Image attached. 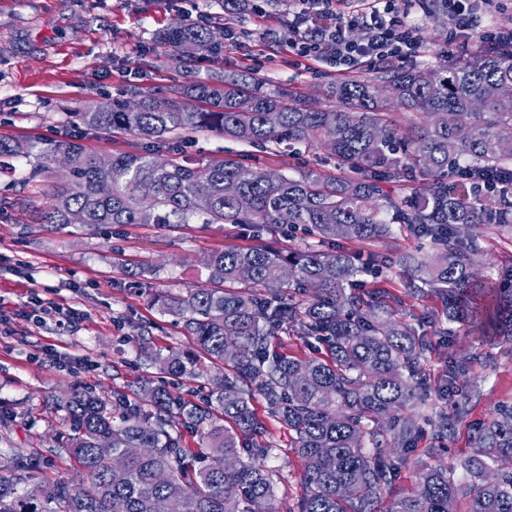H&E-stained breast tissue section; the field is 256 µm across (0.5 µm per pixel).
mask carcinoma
<instances>
[{
    "label": "carcinoma",
    "instance_id": "cac0c4a2",
    "mask_svg": "<svg viewBox=\"0 0 512 512\" xmlns=\"http://www.w3.org/2000/svg\"><path fill=\"white\" fill-rule=\"evenodd\" d=\"M215 37L212 26L181 22L159 34L187 60ZM494 85L512 87V50L503 46L429 70L387 64L337 85L331 109L239 74L164 91L136 87L126 99L74 113L88 130L132 133L177 153L166 160L155 147L101 158L70 139H0V158H36L34 179L60 157L69 162V178L50 187L41 213L50 227L72 226L80 214L84 230L200 220L253 233L286 226L321 242L397 232L420 241L415 252L365 259L310 245L227 247L205 256L207 284L154 298L193 337L198 358L146 346L141 355L173 375L193 376L206 360L217 368L206 397L185 401L149 379L132 395L71 389L61 401L70 434L52 452L74 460L82 481L20 493L16 480L0 475V512H158L161 503L167 512H280L257 394L304 464L298 512H459L454 469L410 457L418 421L394 426L391 443L376 439L383 420L425 400L416 368L427 344L423 322L398 317L383 290L362 292L361 277L398 265L409 270V293L439 298L448 322L478 323L485 336L499 326L512 332V289L473 272L485 249L480 228L512 232V94L486 96ZM391 110L410 113L412 123L397 126ZM202 130L253 145L322 143L342 174L309 168L291 177L236 160L183 159L187 138ZM417 167L429 182L398 194L404 171ZM456 167L464 172L448 176ZM292 327L325 355L278 350L274 340ZM176 419L206 429L203 447L183 445ZM40 457L35 448L0 449V472H26ZM408 465L414 490L392 493ZM459 466L467 478L464 512H512V408L477 429Z\"/></svg>",
    "mask_w": 512,
    "mask_h": 512
}]
</instances>
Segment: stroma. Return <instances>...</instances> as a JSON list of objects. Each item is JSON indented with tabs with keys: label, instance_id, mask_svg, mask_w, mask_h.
<instances>
[{
	"label": "stroma",
	"instance_id": "1",
	"mask_svg": "<svg viewBox=\"0 0 512 512\" xmlns=\"http://www.w3.org/2000/svg\"><path fill=\"white\" fill-rule=\"evenodd\" d=\"M409 19L418 24L421 48L408 65L430 68L451 58L478 56L497 23L512 19V0H478V22L460 31L446 13L424 0ZM214 0H0V138L39 141L75 137L88 152L109 157L137 151L135 135L100 136L72 122L101 95L121 96L134 85L164 89L209 82L248 72L266 88L299 93L318 109L333 106L329 88L343 78H361L374 68L348 74L323 64L309 68L291 54L298 36L291 0H258L255 10L225 20L236 40L194 63L179 61L158 35L173 22L202 15L214 22ZM200 162L243 158L288 176L309 168L334 171L321 145L286 150L253 147L214 132L194 134L187 149ZM26 160L0 171V448L48 450L68 428L57 397L73 386L109 392L131 389L143 379L141 344L192 354L196 346L171 317L152 302L153 293L186 291L203 284L201 258L225 245L249 246L253 239L229 224H188L167 230L155 225L107 226L95 231L53 229L38 221L49 181L30 179ZM485 251L475 259L482 277L512 288V235L485 227ZM406 272L396 267L369 277V284L400 297V317L440 314L433 296H407ZM433 350L420 362L429 393L415 413L433 421L447 413L448 435L426 431L419 440L425 462L450 466L469 452L475 427L512 407V336L454 335L428 330ZM465 361L468 372L454 394L442 392L449 359ZM286 428L269 422L264 442L273 453L275 491L284 506L302 493V464L289 446Z\"/></svg>",
	"mask_w": 512,
	"mask_h": 512
}]
</instances>
